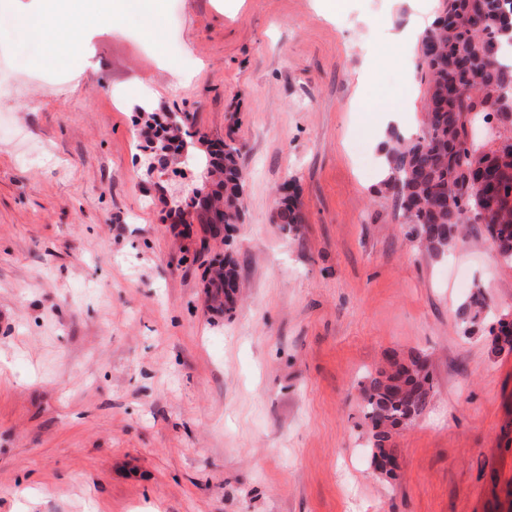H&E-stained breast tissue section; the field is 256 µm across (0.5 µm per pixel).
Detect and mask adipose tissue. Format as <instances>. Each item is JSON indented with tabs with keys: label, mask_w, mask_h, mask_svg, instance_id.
I'll return each instance as SVG.
<instances>
[{
	"label": "adipose tissue",
	"mask_w": 512,
	"mask_h": 512,
	"mask_svg": "<svg viewBox=\"0 0 512 512\" xmlns=\"http://www.w3.org/2000/svg\"><path fill=\"white\" fill-rule=\"evenodd\" d=\"M128 9L129 0H38L27 26L46 60L57 62L82 53L88 28L103 19L121 21Z\"/></svg>",
	"instance_id": "adipose-tissue-1"
}]
</instances>
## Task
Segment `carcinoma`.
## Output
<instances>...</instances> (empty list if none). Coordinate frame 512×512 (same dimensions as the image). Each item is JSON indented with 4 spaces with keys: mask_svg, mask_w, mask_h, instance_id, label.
I'll list each match as a JSON object with an SVG mask.
<instances>
[{
    "mask_svg": "<svg viewBox=\"0 0 512 512\" xmlns=\"http://www.w3.org/2000/svg\"><path fill=\"white\" fill-rule=\"evenodd\" d=\"M506 48H512V0H441L438 17L419 37L417 67L427 80L422 133L408 140L395 135L386 146L384 188L405 223L414 225L412 238L432 255L454 248L466 225L481 224L494 250L512 263V146H465L469 127L489 128L493 117L502 122L504 139H512V62L500 58ZM239 152L229 140L224 152L206 154L207 171L223 176L226 231L243 218ZM277 218L290 232L301 223L290 199ZM212 287L224 292L215 300L232 312L241 287L232 256H225ZM487 307L476 290L461 307L463 323H476ZM421 359L416 355L407 366L391 362L362 383L374 458L395 456L391 431L430 405L433 385L429 372L417 368Z\"/></svg>",
    "mask_w": 512,
    "mask_h": 512,
    "instance_id": "carcinoma-1",
    "label": "carcinoma"
}]
</instances>
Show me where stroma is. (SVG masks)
<instances>
[{
	"label": "stroma",
	"instance_id": "stroma-1",
	"mask_svg": "<svg viewBox=\"0 0 512 512\" xmlns=\"http://www.w3.org/2000/svg\"><path fill=\"white\" fill-rule=\"evenodd\" d=\"M438 7L165 0L52 64L24 30L36 0H0V49L57 79L0 98L40 150L0 133V512H512V354L488 334L512 265L478 224L446 256L418 249L380 173L385 133L421 131L397 36ZM143 110L185 115L196 152L241 146L232 313L207 290L223 231L177 216L207 174L148 171ZM478 285L490 313L466 330ZM418 351L433 397L394 430L391 478L361 383Z\"/></svg>",
	"mask_w": 512,
	"mask_h": 512
}]
</instances>
